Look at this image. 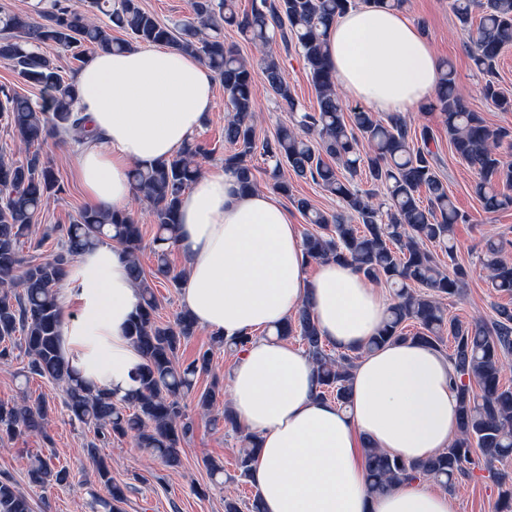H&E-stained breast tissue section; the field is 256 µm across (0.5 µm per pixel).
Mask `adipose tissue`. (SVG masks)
I'll list each match as a JSON object with an SVG mask.
<instances>
[{
    "label": "adipose tissue",
    "instance_id": "ef3b65f1",
    "mask_svg": "<svg viewBox=\"0 0 512 512\" xmlns=\"http://www.w3.org/2000/svg\"><path fill=\"white\" fill-rule=\"evenodd\" d=\"M328 65L349 97L382 113L411 112L432 98L440 67L401 11L361 7L327 31ZM82 107L99 136L81 149L75 173L96 208H125L130 172L168 158L215 106L214 73L176 48L97 51L76 74ZM175 247L186 273L183 306L213 333L249 337L230 374L231 408L256 435L252 481L264 512H460L456 495L422 478L368 490L366 450L406 460L442 451L458 433L459 404L446 355L393 343L362 357L351 401L318 395L310 359L269 336L309 304L338 350L359 348L382 325L388 298L353 266L322 263L305 274L298 227L275 194L242 190L221 170L185 192ZM61 347L81 376L123 397L142 358L127 335L140 304L121 246L87 250L65 279Z\"/></svg>",
    "mask_w": 512,
    "mask_h": 512
}]
</instances>
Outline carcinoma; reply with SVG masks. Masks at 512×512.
Returning <instances> with one entry per match:
<instances>
[{
    "mask_svg": "<svg viewBox=\"0 0 512 512\" xmlns=\"http://www.w3.org/2000/svg\"><path fill=\"white\" fill-rule=\"evenodd\" d=\"M357 0H251L240 12L236 0H190L191 18L172 26L145 11L140 0H50L33 14L0 10V61L18 77L41 91L32 100L0 85V120L26 154L21 160L0 158V359L24 347L29 361L24 377H45L60 385L67 407L92 428L87 455L107 496L95 499L93 512H122L124 487L110 475L98 448L113 437L129 436L136 447L168 466L180 463L181 444L193 432L179 398L193 393L202 415L224 405V427L239 431L229 402H220L216 385L196 391L200 375L209 371L213 351L192 362L178 361L183 341L197 324L182 310L173 320L158 319L153 279L180 287L182 274L171 271L168 251L177 240L178 210L183 194L202 175L199 160L206 144L191 139L169 159L136 167L130 178L136 194L153 205L157 231L153 238L156 269L149 278L139 260L143 235L127 209L100 212L86 208L67 225L48 228L64 239L63 250L35 261L25 258L21 239L32 234L35 217L45 201L64 193L57 173L40 151L42 143L68 140L84 145L91 133L79 106L74 75L63 74L58 59L43 52L52 44L87 61L103 48L123 50L133 45H171L197 56L224 87V171L246 190L256 187L250 159L260 153L271 186L292 198L296 209L313 225L303 239L307 261L346 262L372 281L392 289V302L377 333L355 351L330 346L307 304H302L272 332L280 340L296 338L315 367L319 394L341 406L349 402V377L363 355L390 342L415 340L446 354L453 365V385L459 400V429L451 445L422 461H407L370 448L369 489L380 492L407 478H427L448 491L458 477L483 463L491 466L512 457V388L502 384V371L512 354V307L499 305L488 322H463L448 315L444 300L459 293L469 271L458 261L455 228L467 217L455 206L448 185L437 172V136L423 125L409 126L404 116H376L364 109L347 110L328 66L327 30L336 16L356 7ZM462 27L470 26L473 10L480 12L470 54L485 76L482 94L501 112H512V97L496 79L504 48L512 45V0H449ZM106 17L102 21L96 13ZM237 29L259 49V67L277 99L294 112L274 134L258 139L254 123V68L233 44L224 42V28ZM120 30L126 39L112 36ZM292 44L301 53L317 98L312 112L298 109L279 58L275 40ZM429 107L444 118L452 152L474 170L472 185L484 210L512 209V163L502 148H512V131L489 125L458 92L452 65L441 66L440 80ZM312 181L336 196L343 210L324 211L307 197L292 195L285 172ZM364 173L382 195L354 183ZM123 247L129 270L141 294L128 336L143 358L137 388L122 399L92 388L70 365L60 347L62 311L59 288L73 261L89 247L106 242ZM491 288L512 293V261L502 244L487 240L479 257ZM217 347L241 352L250 337L213 336ZM48 403L26 396L0 401V440L17 434L42 432L49 421ZM237 474L229 480L251 481L258 449L257 437L242 435ZM36 487L63 484L70 472L50 457L37 455L27 469ZM498 497L495 512H512V477L495 473ZM0 512H31L27 496L9 477L0 478ZM224 512H263L260 496L242 503L224 498Z\"/></svg>",
    "mask_w": 512,
    "mask_h": 512,
    "instance_id": "obj_1",
    "label": "carcinoma"
}]
</instances>
